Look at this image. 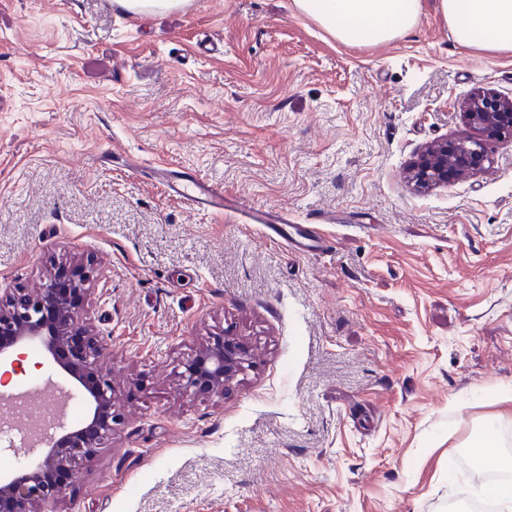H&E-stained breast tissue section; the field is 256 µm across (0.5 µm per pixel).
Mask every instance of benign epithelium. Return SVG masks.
Segmentation results:
<instances>
[{
    "instance_id": "benign-epithelium-1",
    "label": "benign epithelium",
    "mask_w": 512,
    "mask_h": 512,
    "mask_svg": "<svg viewBox=\"0 0 512 512\" xmlns=\"http://www.w3.org/2000/svg\"><path fill=\"white\" fill-rule=\"evenodd\" d=\"M463 116L477 132L464 139H443L424 147L408 168L409 182L418 189L448 185V171L466 178L484 169L490 143L512 138V99L479 95L465 104ZM94 263L71 257L55 264L41 288L0 285V367L16 370L27 355L43 360L80 389L87 418L67 428L59 416L58 437L40 443L41 454L24 472L0 473V512H54L55 500L65 486L52 484L45 475L70 469L90 458L112 436V383L102 372L108 344L84 317V303L91 294ZM251 363V351L241 340L223 334L203 344L181 372L184 393L224 396L226 385Z\"/></svg>"
}]
</instances>
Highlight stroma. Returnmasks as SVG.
I'll use <instances>...</instances> for the list:
<instances>
[{
  "label": "stroma",
  "mask_w": 512,
  "mask_h": 512,
  "mask_svg": "<svg viewBox=\"0 0 512 512\" xmlns=\"http://www.w3.org/2000/svg\"><path fill=\"white\" fill-rule=\"evenodd\" d=\"M211 44L201 54L202 44ZM512 98V55L414 32L337 42L291 0H0V283L91 258L111 440L57 512H448L477 497L470 438L512 434V140L416 193L405 169L467 135L461 104ZM190 171L237 200L169 194ZM316 225L287 251L249 210ZM254 362L223 397L178 374L212 333ZM132 13H164L181 8L187 0H119Z\"/></svg>",
  "instance_id": "obj_1"
}]
</instances>
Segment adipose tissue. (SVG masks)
<instances>
[{
    "mask_svg": "<svg viewBox=\"0 0 512 512\" xmlns=\"http://www.w3.org/2000/svg\"><path fill=\"white\" fill-rule=\"evenodd\" d=\"M298 14L337 41L378 45L408 35L417 25L421 0H292ZM457 46L496 55L512 52V0H438Z\"/></svg>",
    "mask_w": 512,
    "mask_h": 512,
    "instance_id": "1",
    "label": "adipose tissue"
}]
</instances>
